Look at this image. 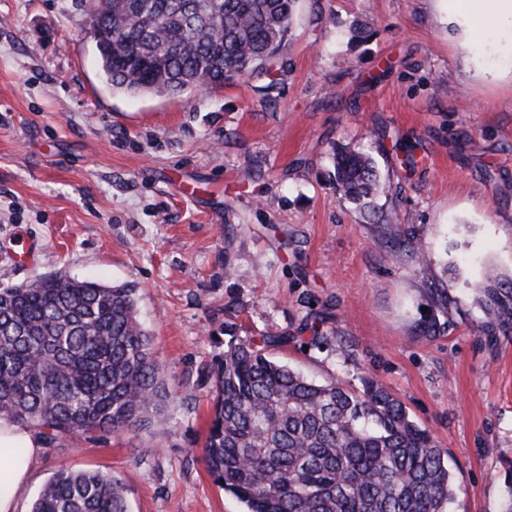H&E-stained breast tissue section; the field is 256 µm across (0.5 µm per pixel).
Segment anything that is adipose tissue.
<instances>
[{
	"instance_id": "obj_1",
	"label": "adipose tissue",
	"mask_w": 512,
	"mask_h": 512,
	"mask_svg": "<svg viewBox=\"0 0 512 512\" xmlns=\"http://www.w3.org/2000/svg\"><path fill=\"white\" fill-rule=\"evenodd\" d=\"M448 28L463 58L484 80L512 78V0H448ZM41 450L33 430L0 422V512H17Z\"/></svg>"
}]
</instances>
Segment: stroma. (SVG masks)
<instances>
[{
  "label": "stroma",
  "mask_w": 512,
  "mask_h": 512,
  "mask_svg": "<svg viewBox=\"0 0 512 512\" xmlns=\"http://www.w3.org/2000/svg\"><path fill=\"white\" fill-rule=\"evenodd\" d=\"M447 7L297 0L271 97L244 78L169 97L113 91L79 0H0V282L135 288L172 394L149 431L43 450L18 512L61 465L122 478L129 512H245L203 460L207 334L296 336L308 320L323 341L273 357L318 380L373 377L447 448L453 512H499L512 335L477 326L480 288L512 281V81L475 75ZM340 146L372 155L371 208L329 179Z\"/></svg>",
  "instance_id": "stroma-1"
}]
</instances>
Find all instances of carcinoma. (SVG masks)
Returning a JSON list of instances; mask_svg holds the SVG:
<instances>
[{
	"mask_svg": "<svg viewBox=\"0 0 512 512\" xmlns=\"http://www.w3.org/2000/svg\"><path fill=\"white\" fill-rule=\"evenodd\" d=\"M86 22L112 27L108 82L180 96L247 78L265 93L296 0H81ZM334 184L364 207L379 190L369 152L333 154ZM478 330L512 333V282L482 289ZM207 372L203 459L247 512H452L448 451L369 376L317 381L270 356L294 336H236ZM170 398L136 289L66 275L0 283V419L54 448L80 431H147ZM501 512H512V462ZM31 512H128L112 474L60 466Z\"/></svg>",
	"mask_w": 512,
	"mask_h": 512,
	"instance_id": "obj_1",
	"label": "carcinoma"
}]
</instances>
